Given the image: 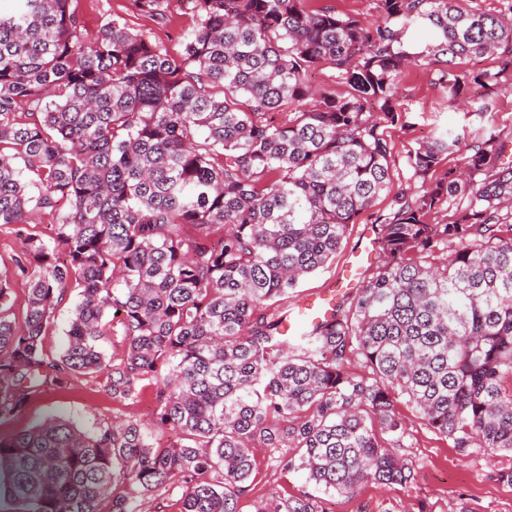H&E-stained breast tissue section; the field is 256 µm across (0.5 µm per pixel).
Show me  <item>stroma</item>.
Masks as SVG:
<instances>
[{
  "label": "stroma",
  "instance_id": "1",
  "mask_svg": "<svg viewBox=\"0 0 512 512\" xmlns=\"http://www.w3.org/2000/svg\"><path fill=\"white\" fill-rule=\"evenodd\" d=\"M77 7L87 33L97 32L109 19L120 18L135 31L152 32L172 56L182 50V36L191 31L194 21L185 14L180 0H172L167 23L160 24L139 12L132 0H77ZM438 65L410 68L399 84L397 123L385 124L384 134L391 145L390 166L395 184L406 187L414 183L410 156L429 140L434 132L448 127L457 128L464 114L449 109L437 83ZM394 208L392 196L381 195L372 207L359 214L350 224L335 258L317 273L305 278L291 302L317 294L335 280L349 255L369 246L377 235L374 231L383 215ZM55 216L45 210L34 211L31 224L23 230L15 226H0V274L11 283L10 314L23 322L27 300L25 279L18 275L15 258L21 250V236L28 233L49 239ZM154 392L145 387L140 399L126 405L107 395L101 379L83 376L68 379L63 385L35 396L17 418L0 423V437L7 438L33 428L51 418H64L84 431H93L99 424L135 420L152 430L157 442L168 445L175 435L154 426ZM396 409L407 423V436L401 453L418 471L416 484L384 486L364 484L354 495L324 496L325 512H512V483L502 480V473L512 470V454L471 449L460 455L448 438L429 429L406 398H398ZM279 450L260 448L255 452V469L248 494L237 504L238 512H255L258 501L269 495L294 497L314 493L302 473L281 469L277 463Z\"/></svg>",
  "mask_w": 512,
  "mask_h": 512
}]
</instances>
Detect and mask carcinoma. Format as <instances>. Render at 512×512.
<instances>
[{
    "label": "carcinoma",
    "mask_w": 512,
    "mask_h": 512,
    "mask_svg": "<svg viewBox=\"0 0 512 512\" xmlns=\"http://www.w3.org/2000/svg\"><path fill=\"white\" fill-rule=\"evenodd\" d=\"M17 2L0 13V225L67 209L51 241H22L21 326L0 275V423L67 377L101 373L121 403L154 385L155 425L178 442L134 421L87 433L58 418L0 439V495L21 512L154 501L156 512H237L258 447L298 449L279 464L327 493L405 487L417 471L398 453L399 396L462 454L512 453V236H501L512 163L489 112L512 89V2L491 14L466 0H377L370 21L310 0H181L194 28L177 58L117 18L85 36L75 0ZM132 2L163 19L169 0ZM412 28L433 37L421 52L406 47ZM492 55L498 71L468 67ZM435 62L448 107L476 96L473 118L411 155L421 185L396 193L382 259L348 305L283 333L288 311L265 308L331 262L353 219L394 189L381 128L398 121L405 70ZM322 68L348 95L312 90ZM457 201L454 221L428 223ZM70 288L68 343L50 357L42 336ZM111 334L116 359L102 350ZM354 350L369 374L347 371ZM256 512L324 510L304 494Z\"/></svg>",
    "instance_id": "obj_1"
}]
</instances>
